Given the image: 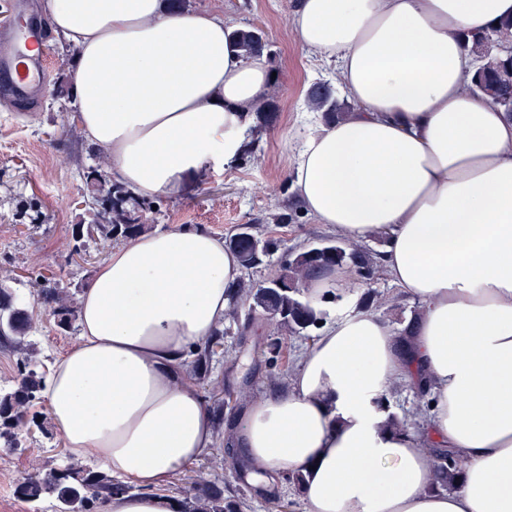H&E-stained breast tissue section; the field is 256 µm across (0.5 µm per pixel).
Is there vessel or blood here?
Listing matches in <instances>:
<instances>
[{
    "label": "vessel or blood",
    "mask_w": 512,
    "mask_h": 512,
    "mask_svg": "<svg viewBox=\"0 0 512 512\" xmlns=\"http://www.w3.org/2000/svg\"><path fill=\"white\" fill-rule=\"evenodd\" d=\"M17 21L0 26V97L23 106L47 91L44 61L50 50L35 0H13Z\"/></svg>",
    "instance_id": "b4317fda"
}]
</instances>
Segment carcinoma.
I'll use <instances>...</instances> for the list:
<instances>
[{"label":"carcinoma","mask_w":512,"mask_h":512,"mask_svg":"<svg viewBox=\"0 0 512 512\" xmlns=\"http://www.w3.org/2000/svg\"><path fill=\"white\" fill-rule=\"evenodd\" d=\"M231 37L244 56L269 52L267 38L252 26L233 29ZM465 49L471 61L467 89L512 114V17L501 20L490 30L466 35ZM307 102L311 110L329 120L349 112L348 106L339 102L324 85L311 86ZM246 110L258 113L260 119L257 133L247 148L252 153L259 147L260 131L272 125L275 114L263 100L247 106ZM85 203L93 216L94 235L76 240L78 254L92 243L126 240L147 230V225L140 221V212L151 208V203L135 198L120 183H97V189L88 194ZM228 248L237 253L247 271L262 263L261 255L254 253L245 241L231 243ZM340 265H348L367 277L372 270L370 252L331 241L305 251H291L266 287L244 278L231 289L230 316L238 319L239 308L244 306L249 314L272 318L286 331L299 335L315 325L321 315L305 295L307 281L321 271ZM14 283L13 279H0V300L7 303L6 308H0V343L18 353L23 364L13 383L7 387L0 385V447L9 453L23 447L21 430L29 434L33 426L44 429L43 415L32 414L30 409L36 393L45 387L49 370L38 360L36 343L30 339L33 318L29 309L35 307L36 298H42L57 317V326L66 331L75 329L79 309L75 296L60 288H42L25 294ZM224 335L219 330L207 344L199 347V360H211L216 348L224 346ZM431 453L436 483L443 489L453 488L465 460L446 448H434ZM130 491V486L71 455L45 460L39 470L20 484L21 494L30 502H38L47 495L54 497L59 504L56 512H92L97 501ZM179 505V512H242L244 502L224 498V485L215 480L192 478Z\"/></svg>","instance_id":"cac0c4a2"}]
</instances>
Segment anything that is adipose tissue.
I'll return each mask as SVG.
<instances>
[{"instance_id":"obj_1","label":"adipose tissue","mask_w":512,"mask_h":512,"mask_svg":"<svg viewBox=\"0 0 512 512\" xmlns=\"http://www.w3.org/2000/svg\"><path fill=\"white\" fill-rule=\"evenodd\" d=\"M47 7L74 54L76 121L136 195H182L238 160L244 107L273 80L221 14L173 16L163 0ZM511 15L512 0H300L293 15L356 104L307 127L293 186L341 237H386L388 276L423 308L405 342L373 313H334L288 390L241 419L260 478L302 474L309 512H512V116L461 88L464 34ZM241 275L202 228L140 234L99 266L79 340L46 383L66 448L137 487L99 512H176L154 488L215 438L188 353L223 328ZM357 286L339 267L306 295L318 307ZM399 382L431 393L423 434L387 424ZM434 446L466 460L454 490L431 488Z\"/></svg>"}]
</instances>
